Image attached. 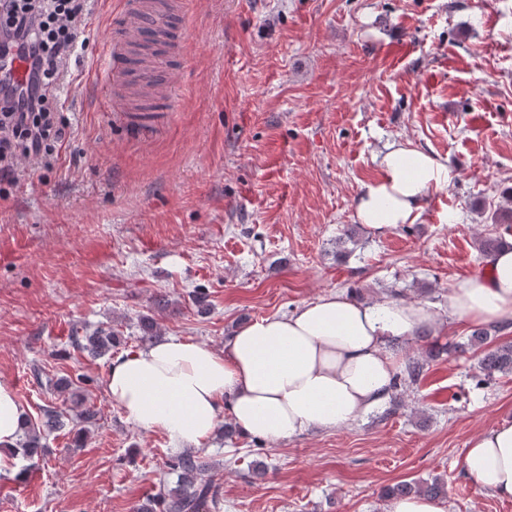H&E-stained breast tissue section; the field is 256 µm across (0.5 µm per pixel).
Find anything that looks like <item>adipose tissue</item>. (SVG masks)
Returning a JSON list of instances; mask_svg holds the SVG:
<instances>
[{
  "label": "adipose tissue",
  "mask_w": 512,
  "mask_h": 512,
  "mask_svg": "<svg viewBox=\"0 0 512 512\" xmlns=\"http://www.w3.org/2000/svg\"><path fill=\"white\" fill-rule=\"evenodd\" d=\"M379 165L382 177L363 184L355 199L357 222L379 233L419 222L423 197L449 182L444 162L414 148L390 145ZM448 307L460 321L512 320V250L460 282ZM438 324L419 302L363 303L330 292L244 323L220 350L168 337L118 355L107 392L129 422L167 436L179 452L201 447L226 412L243 434L278 441L346 425L384 402L400 366L390 341ZM24 422L12 386L0 381L2 476L20 472L11 451ZM463 468L486 490L512 498V420L473 438Z\"/></svg>",
  "instance_id": "ef3b65f1"
}]
</instances>
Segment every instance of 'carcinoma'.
I'll use <instances>...</instances> for the list:
<instances>
[{
	"mask_svg": "<svg viewBox=\"0 0 512 512\" xmlns=\"http://www.w3.org/2000/svg\"><path fill=\"white\" fill-rule=\"evenodd\" d=\"M507 246V241L500 236H485L478 241V251L483 255H493ZM491 338L487 329L472 333L470 346L484 347L478 360L480 375L477 384L481 385L492 380L498 374L512 373V343L487 346ZM120 342L119 336L110 329H98L89 336L74 335V343L78 347L90 345L97 353L105 355ZM453 350L466 352V345L454 344L446 347L431 346L422 358L410 357L402 373L396 375L393 389L406 384L417 382L424 373L429 361L440 354ZM64 423L61 415L55 409L44 411V421L41 424H26V439L22 445L24 455L29 458L39 453L45 447L43 440L53 432L62 429ZM205 463L197 456L188 453L181 454L169 460L167 468L178 473L177 484L166 488L160 493L157 506L161 512H220L223 507V495L219 484L212 481L200 480ZM423 495L442 500L447 497V484L436 477L431 482L404 481L384 490V496L393 499L406 495Z\"/></svg>",
	"mask_w": 512,
	"mask_h": 512,
	"instance_id": "obj_1",
	"label": "carcinoma"
}]
</instances>
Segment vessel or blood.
<instances>
[{
	"instance_id": "vessel-or-blood-1",
	"label": "vessel or blood",
	"mask_w": 512,
	"mask_h": 512,
	"mask_svg": "<svg viewBox=\"0 0 512 512\" xmlns=\"http://www.w3.org/2000/svg\"><path fill=\"white\" fill-rule=\"evenodd\" d=\"M184 0H125L121 14L112 21V42L109 48L110 66L104 76L107 85L111 86L115 95L112 109L124 112L128 109L126 90L130 82L147 84L150 77L147 73L132 72L129 63L131 41L151 38L153 29L168 28L171 14L182 11ZM154 19L153 29L143 25L144 16Z\"/></svg>"
}]
</instances>
